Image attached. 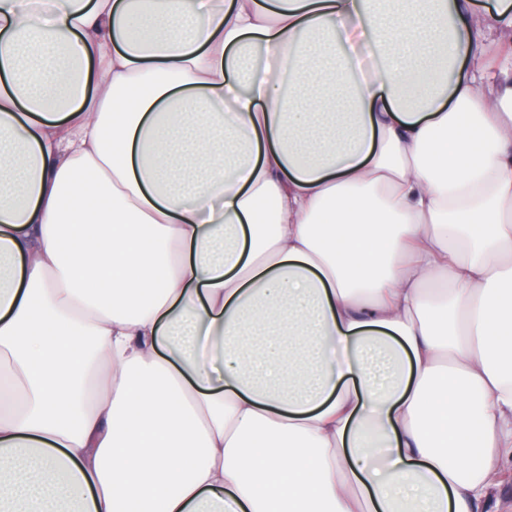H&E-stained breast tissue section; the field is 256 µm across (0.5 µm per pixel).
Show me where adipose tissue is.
I'll return each mask as SVG.
<instances>
[{
    "label": "adipose tissue",
    "mask_w": 512,
    "mask_h": 512,
    "mask_svg": "<svg viewBox=\"0 0 512 512\" xmlns=\"http://www.w3.org/2000/svg\"><path fill=\"white\" fill-rule=\"evenodd\" d=\"M31 3L0 512H512V0Z\"/></svg>",
    "instance_id": "adipose-tissue-1"
}]
</instances>
